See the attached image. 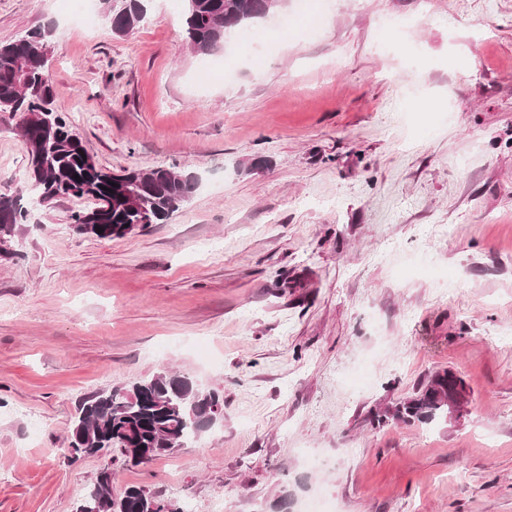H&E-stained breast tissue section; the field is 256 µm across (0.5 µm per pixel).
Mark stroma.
Masks as SVG:
<instances>
[{
    "instance_id": "1",
    "label": "stroma",
    "mask_w": 512,
    "mask_h": 512,
    "mask_svg": "<svg viewBox=\"0 0 512 512\" xmlns=\"http://www.w3.org/2000/svg\"><path fill=\"white\" fill-rule=\"evenodd\" d=\"M310 2L309 34L229 40L228 82L177 0L125 36L0 0V43L53 26V107L96 163L200 177L112 240L73 232L92 200L30 206L0 258V512H75L105 469L195 512H512V0ZM28 169L0 113V192ZM170 368L221 390L219 425L146 466L65 457L80 398ZM444 369L460 418L368 422Z\"/></svg>"
}]
</instances>
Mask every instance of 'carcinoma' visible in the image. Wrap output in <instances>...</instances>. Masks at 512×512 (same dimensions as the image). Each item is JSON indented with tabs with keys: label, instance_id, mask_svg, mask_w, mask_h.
Wrapping results in <instances>:
<instances>
[{
	"label": "carcinoma",
	"instance_id": "cac0c4a2",
	"mask_svg": "<svg viewBox=\"0 0 512 512\" xmlns=\"http://www.w3.org/2000/svg\"><path fill=\"white\" fill-rule=\"evenodd\" d=\"M285 0H182L184 38L192 51L208 56L224 47L226 38L279 11ZM112 31L126 35L147 15L146 0H99ZM53 28H38L20 39L0 44V112L20 119L19 127L30 160L28 188L41 200L92 196L98 207L72 215L74 230L99 239L119 238L137 226L162 224L198 188L194 172L167 168L108 172L98 166L82 140L52 107V78L42 62ZM23 190L0 193V256L27 223L21 205ZM102 232H97V229ZM468 391L451 370L435 373L417 394L372 413L370 423L431 425L448 419V402L459 409ZM224 406L218 389H201L188 375L163 372L130 385L123 383L94 392L78 402L70 426L68 459L117 449L135 466L176 452L199 437L214 410ZM76 512H182L169 501L129 486L116 498L112 472L97 478Z\"/></svg>",
	"mask_w": 512,
	"mask_h": 512
}]
</instances>
